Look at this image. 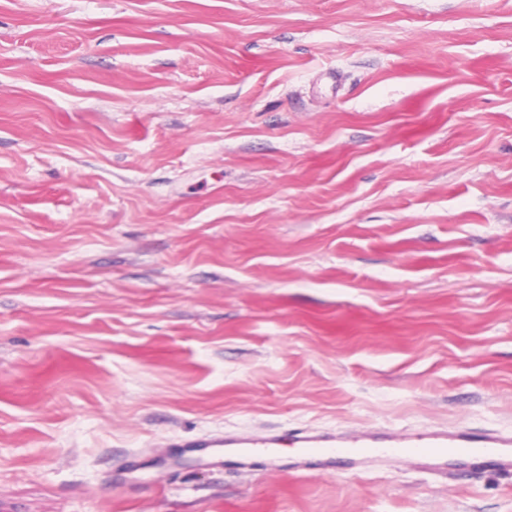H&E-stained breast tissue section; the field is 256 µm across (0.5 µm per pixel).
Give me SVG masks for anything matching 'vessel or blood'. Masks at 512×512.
<instances>
[{
    "instance_id": "vessel-or-blood-1",
    "label": "vessel or blood",
    "mask_w": 512,
    "mask_h": 512,
    "mask_svg": "<svg viewBox=\"0 0 512 512\" xmlns=\"http://www.w3.org/2000/svg\"><path fill=\"white\" fill-rule=\"evenodd\" d=\"M281 444L278 434L267 432L213 434L202 438L200 447L214 449V466L226 456L240 458L262 454L275 456ZM294 445L302 456H321L336 465H361L384 456H402L424 469L434 468L446 457H454L473 467L512 472V431H445L394 435L367 431L357 436L300 430Z\"/></svg>"
}]
</instances>
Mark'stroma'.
Returning <instances> with one entry per match:
<instances>
[{"mask_svg":"<svg viewBox=\"0 0 512 512\" xmlns=\"http://www.w3.org/2000/svg\"><path fill=\"white\" fill-rule=\"evenodd\" d=\"M370 428L512 430V0H0V512H512ZM280 444V436L274 432L261 435L224 432V434L208 435L197 442V445L203 448H216L213 456V465L216 467H222L228 455L243 459L256 454L273 457Z\"/></svg>","mask_w":512,"mask_h":512,"instance_id":"35a3bbf8","label":"stroma"}]
</instances>
